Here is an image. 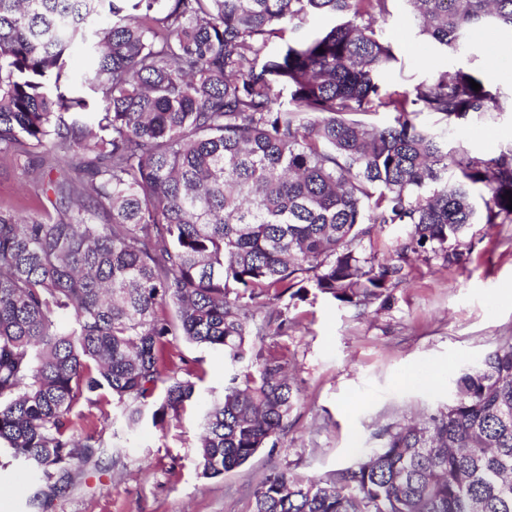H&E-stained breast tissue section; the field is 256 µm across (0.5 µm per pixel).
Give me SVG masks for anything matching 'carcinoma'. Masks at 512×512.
<instances>
[{"label":"carcinoma","instance_id":"obj_1","mask_svg":"<svg viewBox=\"0 0 512 512\" xmlns=\"http://www.w3.org/2000/svg\"><path fill=\"white\" fill-rule=\"evenodd\" d=\"M393 2L0 0V161L48 160L46 205L0 206V445L51 493L107 447L76 439L80 401L107 390L128 429L186 409L197 374L171 360L180 339L232 367L200 422L203 477L247 464L299 392L287 355L253 342L288 335V318L260 324L243 299L386 305L409 255L452 265L474 225L512 223V147L485 159L416 122L512 112V95L474 67L385 88ZM406 2L419 35L456 53L512 33V0ZM322 15L340 23L285 37ZM78 42L94 103L68 93ZM380 109L393 124L357 119ZM388 224L406 229L395 254H363ZM378 437L325 477L266 475L251 512H512V344L426 425Z\"/></svg>","mask_w":512,"mask_h":512}]
</instances>
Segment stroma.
<instances>
[{"mask_svg": "<svg viewBox=\"0 0 512 512\" xmlns=\"http://www.w3.org/2000/svg\"><path fill=\"white\" fill-rule=\"evenodd\" d=\"M399 62L385 73L388 89H412L437 71L470 64L486 85L512 94V35L501 33L500 53L453 54L416 36L407 0H395L382 23ZM448 139L489 159L512 146V112L472 117L451 126ZM40 154L0 165V205L20 214L42 200ZM460 263L417 260L405 270L391 304H341L325 298L292 301L287 335L268 337L288 355V372L301 399L275 448L258 453L223 477H202L196 445L200 419L224 391L222 351L178 341L176 354L203 374L190 407L164 426L144 420L126 430L110 394L81 403L77 435L96 430L112 439L101 469L76 471L55 512H249L253 488L271 471L322 477L350 465L358 448L379 446L389 425L422 421L447 406L454 381L500 343L512 342V224H477ZM29 474L0 449V512H33L37 491Z\"/></svg>", "mask_w": 512, "mask_h": 512, "instance_id": "stroma-1", "label": "stroma"}]
</instances>
